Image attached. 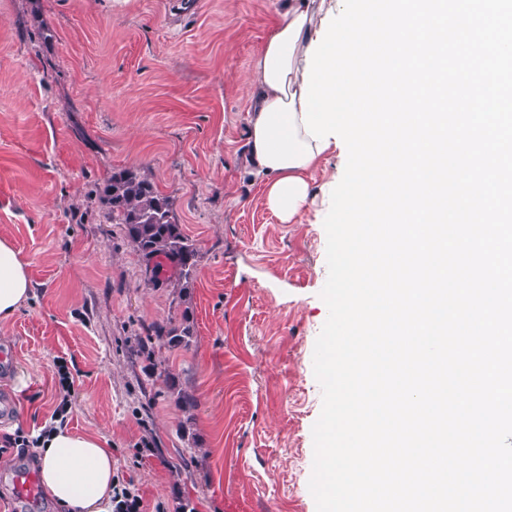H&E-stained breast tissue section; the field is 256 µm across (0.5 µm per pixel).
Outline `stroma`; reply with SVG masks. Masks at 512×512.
I'll return each instance as SVG.
<instances>
[{"label": "stroma", "instance_id": "stroma-1", "mask_svg": "<svg viewBox=\"0 0 512 512\" xmlns=\"http://www.w3.org/2000/svg\"><path fill=\"white\" fill-rule=\"evenodd\" d=\"M282 0H0V238L33 294L0 322V437L38 436L59 403L69 427L105 439L141 512H316L312 427L322 409L315 341L327 319L323 216L285 224L245 169L253 60ZM151 174L198 249L173 294L106 218L112 171ZM189 312V348L138 350L144 327ZM190 392L175 401L166 377ZM190 421L192 441L178 434ZM0 466V512L27 504Z\"/></svg>", "mask_w": 512, "mask_h": 512}]
</instances>
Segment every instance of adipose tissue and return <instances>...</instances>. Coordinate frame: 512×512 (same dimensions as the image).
Masks as SVG:
<instances>
[{
    "label": "adipose tissue",
    "instance_id": "obj_1",
    "mask_svg": "<svg viewBox=\"0 0 512 512\" xmlns=\"http://www.w3.org/2000/svg\"><path fill=\"white\" fill-rule=\"evenodd\" d=\"M336 0H285L254 61L247 140L248 172L266 189L269 209L295 223L309 203L310 180L324 160L301 121L306 52ZM32 282L11 241L0 238V320L28 300ZM39 479L61 512H114L119 479L99 439L58 423L35 446Z\"/></svg>",
    "mask_w": 512,
    "mask_h": 512
}]
</instances>
